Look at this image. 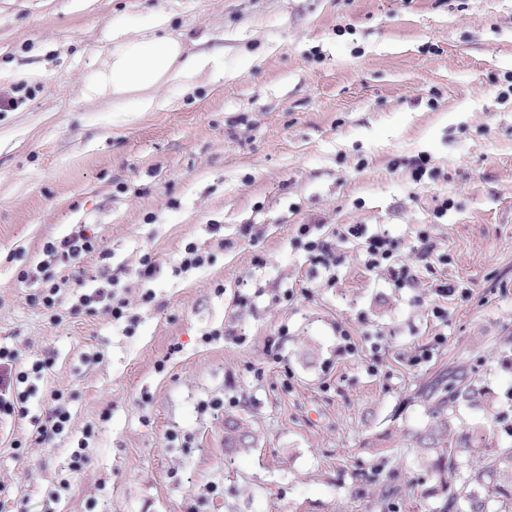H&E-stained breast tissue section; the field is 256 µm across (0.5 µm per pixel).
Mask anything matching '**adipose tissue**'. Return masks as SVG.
I'll return each mask as SVG.
<instances>
[{"mask_svg":"<svg viewBox=\"0 0 512 512\" xmlns=\"http://www.w3.org/2000/svg\"><path fill=\"white\" fill-rule=\"evenodd\" d=\"M164 25V20H152L154 35L139 39L126 38L121 29L113 32L109 58L88 77L86 96L111 97L116 112H153L163 106L156 94L159 86L173 85L188 94L208 67L222 66V50L190 52L180 39L164 33Z\"/></svg>","mask_w":512,"mask_h":512,"instance_id":"ef3b65f1","label":"adipose tissue"}]
</instances>
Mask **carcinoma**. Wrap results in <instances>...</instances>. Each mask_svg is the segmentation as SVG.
Listing matches in <instances>:
<instances>
[{
    "mask_svg": "<svg viewBox=\"0 0 512 512\" xmlns=\"http://www.w3.org/2000/svg\"><path fill=\"white\" fill-rule=\"evenodd\" d=\"M427 421L407 433L415 450V465L430 479L422 484L421 496L432 504L431 512H512V447L480 448L489 439L485 428L462 429L459 406L490 405L493 393L477 379H461L438 397L422 399ZM258 443V435L245 419L229 416L224 421V450L246 453ZM368 492L373 512H393L401 493L399 474L380 479L377 469L355 473Z\"/></svg>",
    "mask_w": 512,
    "mask_h": 512,
    "instance_id": "cac0c4a2",
    "label": "carcinoma"
}]
</instances>
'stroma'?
Segmentation results:
<instances>
[{
    "label": "stroma",
    "mask_w": 512,
    "mask_h": 512,
    "mask_svg": "<svg viewBox=\"0 0 512 512\" xmlns=\"http://www.w3.org/2000/svg\"><path fill=\"white\" fill-rule=\"evenodd\" d=\"M156 13L189 49L223 48V67L156 112L86 98L113 30L142 36ZM3 96L0 345L51 363L23 385L27 416L0 420L9 512H369L352 474L393 464L363 443H403L421 390L470 367L495 400L460 406L463 423L512 416V0H0ZM421 154L437 176L416 182ZM83 224L99 250L69 292L110 269L126 320L53 324L27 301L18 273ZM300 224L388 227L413 283L338 237L334 271L311 264ZM190 243L206 262L184 272ZM55 390L70 427L35 443ZM230 415L258 431L251 453L225 454Z\"/></svg>",
    "instance_id": "1"
}]
</instances>
